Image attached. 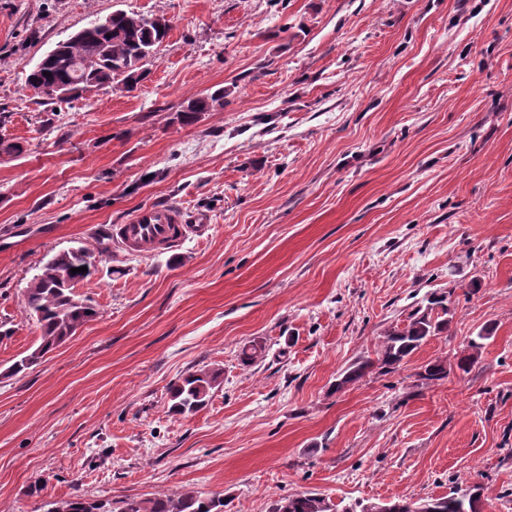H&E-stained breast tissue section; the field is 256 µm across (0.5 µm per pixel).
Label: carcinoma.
Instances as JSON below:
<instances>
[{"instance_id": "carcinoma-1", "label": "carcinoma", "mask_w": 512, "mask_h": 512, "mask_svg": "<svg viewBox=\"0 0 512 512\" xmlns=\"http://www.w3.org/2000/svg\"><path fill=\"white\" fill-rule=\"evenodd\" d=\"M170 28L141 14L117 9L106 16H97L71 38L57 43L30 71L26 83L40 88L52 100V90L66 86L80 95L91 88L110 87L118 82L130 92L146 78V65L155 57L168 36ZM49 75H43V72ZM224 89L187 99L180 116L187 123L199 115L224 107ZM94 250L77 246L52 256L29 282L24 291L23 309L35 318L40 329V344L30 354L11 366L16 375L36 365L44 356L65 343L77 329L92 320L97 310L90 299L73 293L75 283L86 280L96 272ZM87 267L85 273H70V269ZM450 309L445 298L434 296L430 307L410 316L401 329L390 331L382 341L377 358L356 362L337 380L336 389L362 379L372 368L386 373L403 364L428 338L448 330ZM471 339L456 356V367L464 373L477 362L481 340ZM220 377L217 370H200L185 376L169 389V410L175 415L194 413L209 401L210 390ZM424 381H440L448 377V364L436 360L425 366L420 374ZM453 503L464 505L465 512H481L479 489H467L449 497ZM46 512H224V499L187 491L176 495L153 498L127 496L114 509L83 496L48 503ZM271 512H338L330 499L314 492L281 497L272 504Z\"/></svg>"}]
</instances>
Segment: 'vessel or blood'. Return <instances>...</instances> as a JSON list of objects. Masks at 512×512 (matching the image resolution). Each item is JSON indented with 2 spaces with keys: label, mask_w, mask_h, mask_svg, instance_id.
<instances>
[{
  "label": "vessel or blood",
  "mask_w": 512,
  "mask_h": 512,
  "mask_svg": "<svg viewBox=\"0 0 512 512\" xmlns=\"http://www.w3.org/2000/svg\"><path fill=\"white\" fill-rule=\"evenodd\" d=\"M197 231L176 204L143 206L111 229L114 244L138 254L174 250Z\"/></svg>",
  "instance_id": "obj_1"
}]
</instances>
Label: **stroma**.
<instances>
[{"label": "stroma", "instance_id": "35a3bbf8", "mask_svg": "<svg viewBox=\"0 0 512 512\" xmlns=\"http://www.w3.org/2000/svg\"><path fill=\"white\" fill-rule=\"evenodd\" d=\"M116 9L171 24L136 91L57 104L26 86ZM219 88L224 108L181 124ZM169 203L204 230L111 248L74 288L97 317L9 375L40 343L22 300L43 264ZM434 294L447 332L334 391ZM1 323L0 512L475 484L483 512H512V0H0ZM485 330L469 373L420 379ZM204 369L221 373L207 406L172 414L169 385ZM224 98V90L220 88L205 95L188 98L179 111L180 116L183 121L192 123L204 112L224 108L226 103ZM116 508L105 509V505L83 496H73L49 502L46 512H223L224 500L219 496H204L203 493L187 491L176 495H159L153 498L126 496L117 502Z\"/></svg>", "mask_w": 512, "mask_h": 512}]
</instances>
